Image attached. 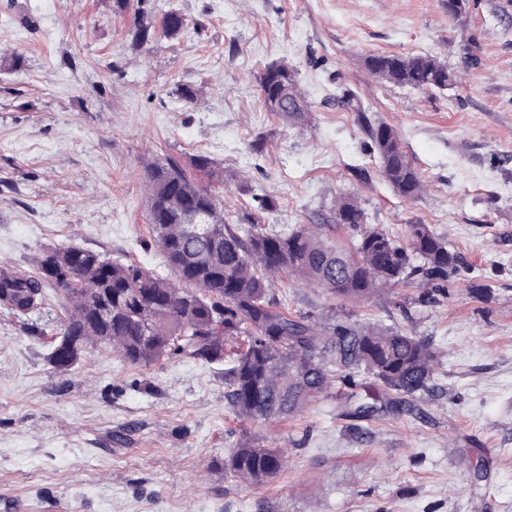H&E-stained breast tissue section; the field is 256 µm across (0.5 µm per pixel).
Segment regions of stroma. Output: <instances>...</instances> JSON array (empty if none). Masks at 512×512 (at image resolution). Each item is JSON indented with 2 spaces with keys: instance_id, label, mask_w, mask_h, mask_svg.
<instances>
[{
  "instance_id": "stroma-1",
  "label": "stroma",
  "mask_w": 512,
  "mask_h": 512,
  "mask_svg": "<svg viewBox=\"0 0 512 512\" xmlns=\"http://www.w3.org/2000/svg\"><path fill=\"white\" fill-rule=\"evenodd\" d=\"M140 5L183 28L136 40ZM378 53L436 56L453 83L387 84L365 65ZM273 62L295 70L304 120L265 107ZM370 123L400 139L419 198L385 181ZM198 154L223 173L207 186L226 223L330 224L349 196L368 226L447 241L461 263L435 306L416 305L421 281L350 304L271 278L316 328L344 311L428 340L434 391L359 421L329 388L253 430L286 456L255 487L227 467L223 366L132 369L91 343L63 372L0 307V512H512V0L458 17L448 0H0V268L77 246L164 271L143 162Z\"/></svg>"
}]
</instances>
